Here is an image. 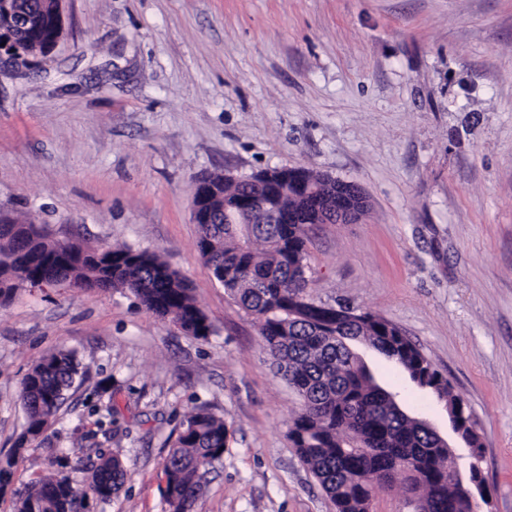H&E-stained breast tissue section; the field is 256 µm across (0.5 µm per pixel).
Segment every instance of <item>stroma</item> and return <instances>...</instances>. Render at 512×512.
Masks as SVG:
<instances>
[{"label": "stroma", "mask_w": 512, "mask_h": 512, "mask_svg": "<svg viewBox=\"0 0 512 512\" xmlns=\"http://www.w3.org/2000/svg\"><path fill=\"white\" fill-rule=\"evenodd\" d=\"M63 34L0 64V214L55 237L159 254L190 282L201 339L129 292L22 286L0 306V459L26 426L22 381L68 350L81 375L16 455L23 484L57 458L119 452L90 512H166L163 462L198 408L224 454L197 512H335L288 440L296 394L197 248L196 184L304 167L356 184L365 213L309 232L306 293L398 326L484 438L488 495L512 512V0H59ZM440 433L448 416L395 364L356 348ZM118 421L97 435L96 420Z\"/></svg>", "instance_id": "stroma-1"}]
</instances>
